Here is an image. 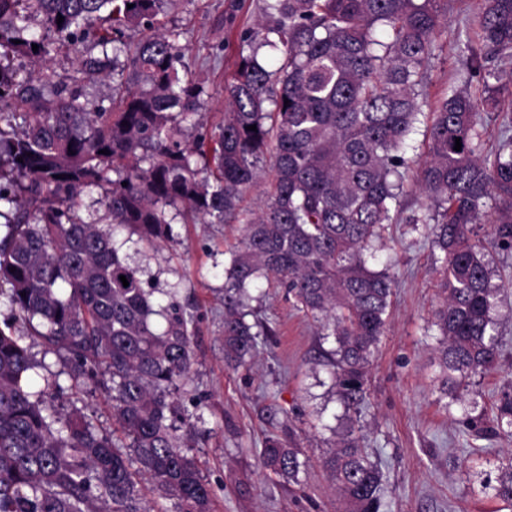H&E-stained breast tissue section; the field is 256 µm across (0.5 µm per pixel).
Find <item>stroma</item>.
<instances>
[{
    "label": "stroma",
    "instance_id": "obj_1",
    "mask_svg": "<svg viewBox=\"0 0 512 512\" xmlns=\"http://www.w3.org/2000/svg\"><path fill=\"white\" fill-rule=\"evenodd\" d=\"M262 0H177L167 17L187 48L185 60L208 97L205 128L224 118L227 87L240 51V34L257 18ZM447 30L436 39L427 92L439 97L462 83L459 46L465 41L470 0H446ZM234 25H226L227 16ZM175 242L154 247L137 236L117 244L142 278L167 303L168 289L194 316L191 371L179 392L187 414L202 416L191 443L201 457L215 512H341L321 458L341 430L343 408L327 366L335 347L312 319L285 300L280 289L248 303L252 320L268 336L250 368L224 359V267L240 239L239 224H178ZM478 236L494 283L502 287L499 358L491 372L474 377L467 394L443 393L436 337L427 332L440 298L442 252L408 224L390 225L376 269L397 282L384 336L367 383L369 406L355 424L363 445L383 472L385 512H512L482 488L479 476L497 478L512 463V437L496 431L492 408L512 390V251ZM292 440L307 461L298 481L267 475L258 455L267 437Z\"/></svg>",
    "mask_w": 512,
    "mask_h": 512
}]
</instances>
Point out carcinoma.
I'll return each mask as SVG.
<instances>
[{"label": "carcinoma", "mask_w": 512, "mask_h": 512, "mask_svg": "<svg viewBox=\"0 0 512 512\" xmlns=\"http://www.w3.org/2000/svg\"><path fill=\"white\" fill-rule=\"evenodd\" d=\"M173 2L0 0V296L25 336L63 364L52 371L0 327V512H213L185 443L197 425L177 397L193 316L156 302L116 246L124 230L154 244L175 240L179 215L243 224L224 270L225 360L241 367L256 354L265 331L247 321L244 300L274 281L333 337L330 376L350 421L367 407L394 288L370 268L371 249L387 226L410 224L444 253L431 321L442 387L464 392L496 367L500 288L472 235L489 223L512 249V71L494 65L512 59V0H475L464 84L433 102L442 0H264L241 37L250 51L239 53L224 121L204 133L194 117L207 92L185 63L181 32L163 21ZM266 47L283 57L275 71L259 58ZM62 50L74 55L71 74L48 67ZM111 75L119 98L89 99L86 82ZM426 120L422 160L410 150ZM187 122L198 130L191 141ZM491 122L503 136L488 151ZM268 154L269 203L254 215L242 203ZM414 164L423 201L404 216ZM92 189L100 212L83 200ZM63 374L74 387L103 385L112 430L72 400L47 401L50 390L65 393ZM494 423L512 436V393ZM300 455L268 437L259 464L296 482ZM323 467L346 512L385 507L379 462L353 429ZM145 483L163 505H146ZM483 486L512 505V463Z\"/></svg>", "instance_id": "obj_1"}]
</instances>
